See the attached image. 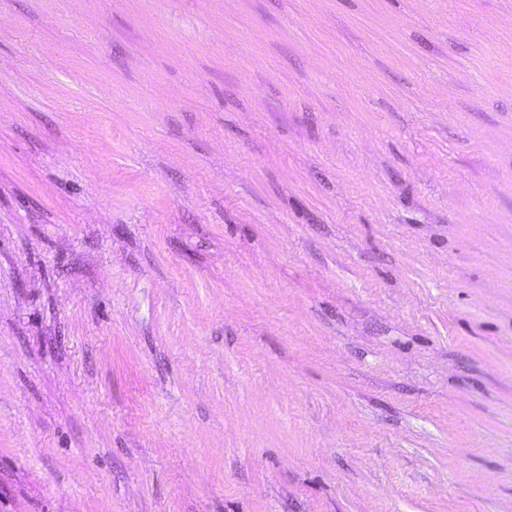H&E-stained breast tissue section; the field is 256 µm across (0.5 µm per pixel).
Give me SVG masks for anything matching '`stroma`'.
Masks as SVG:
<instances>
[{
  "mask_svg": "<svg viewBox=\"0 0 512 512\" xmlns=\"http://www.w3.org/2000/svg\"><path fill=\"white\" fill-rule=\"evenodd\" d=\"M0 512H512V0H0Z\"/></svg>",
  "mask_w": 512,
  "mask_h": 512,
  "instance_id": "35a3bbf8",
  "label": "stroma"
}]
</instances>
